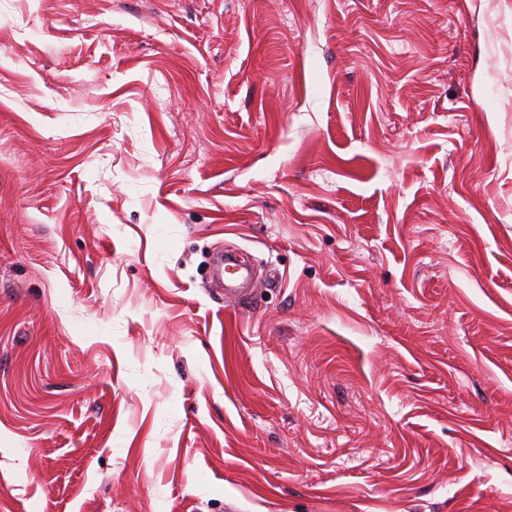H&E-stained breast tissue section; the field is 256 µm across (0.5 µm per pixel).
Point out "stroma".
<instances>
[{
    "instance_id": "35a3bbf8",
    "label": "stroma",
    "mask_w": 512,
    "mask_h": 512,
    "mask_svg": "<svg viewBox=\"0 0 512 512\" xmlns=\"http://www.w3.org/2000/svg\"><path fill=\"white\" fill-rule=\"evenodd\" d=\"M0 512H512V0H0Z\"/></svg>"
}]
</instances>
